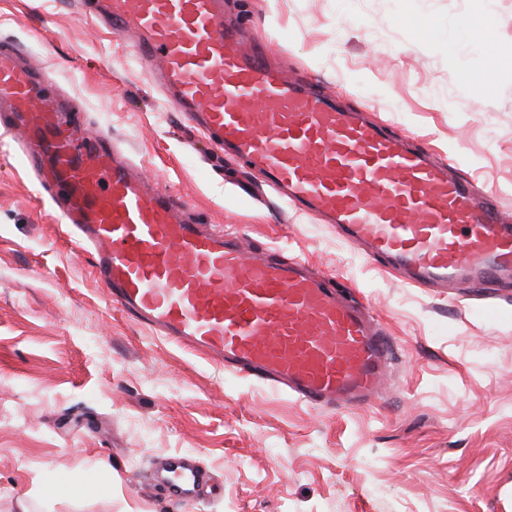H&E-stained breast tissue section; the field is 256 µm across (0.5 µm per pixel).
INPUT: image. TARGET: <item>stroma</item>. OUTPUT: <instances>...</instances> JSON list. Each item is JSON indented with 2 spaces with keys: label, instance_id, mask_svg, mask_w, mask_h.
I'll use <instances>...</instances> for the list:
<instances>
[{
  "label": "stroma",
  "instance_id": "obj_1",
  "mask_svg": "<svg viewBox=\"0 0 512 512\" xmlns=\"http://www.w3.org/2000/svg\"><path fill=\"white\" fill-rule=\"evenodd\" d=\"M223 2L270 65L512 218V0ZM2 41L211 229L337 276L396 358L372 403L318 412L166 342L110 303L0 129V512H512V282L405 285L210 145L76 0H0ZM174 453L216 492L170 500L148 472Z\"/></svg>",
  "mask_w": 512,
  "mask_h": 512
}]
</instances>
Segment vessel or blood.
<instances>
[{
	"instance_id": "vessel-or-blood-1",
	"label": "vessel or blood",
	"mask_w": 512,
	"mask_h": 512,
	"mask_svg": "<svg viewBox=\"0 0 512 512\" xmlns=\"http://www.w3.org/2000/svg\"><path fill=\"white\" fill-rule=\"evenodd\" d=\"M132 37L186 121L259 170L300 210L325 213L368 258L412 285H486L512 277V224L429 153L336 106L249 51L220 0H83ZM46 93L37 69L0 47V126L59 199L64 233L93 258L109 300L182 348L237 376L286 389L316 410L369 404L394 361L387 333L308 262L247 251L153 185L112 143ZM193 503L204 473L187 455L154 473Z\"/></svg>"
}]
</instances>
